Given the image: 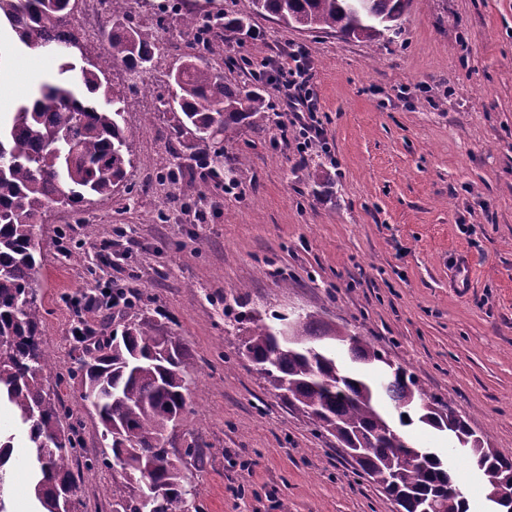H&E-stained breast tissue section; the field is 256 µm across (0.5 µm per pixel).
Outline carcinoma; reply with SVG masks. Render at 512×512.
<instances>
[{
	"label": "carcinoma",
	"mask_w": 512,
	"mask_h": 512,
	"mask_svg": "<svg viewBox=\"0 0 512 512\" xmlns=\"http://www.w3.org/2000/svg\"><path fill=\"white\" fill-rule=\"evenodd\" d=\"M79 0H0V25L9 27L28 49H41L57 62L61 79L45 82L39 95L22 102L9 117L0 115V400L24 423L29 462L36 464L33 493L39 512H78L83 475L102 468L120 474L112 482V512H201L198 492L186 476L183 458L200 459L191 446L171 457L165 434L176 427L191 401V362L184 346L160 325L135 319L112 333L94 352L77 361L68 376L80 381L82 400L98 398L101 438L108 452L83 461L73 471L80 443L64 425L70 410L44 384L58 367L41 339L42 303L32 278L37 260L36 227L54 210H78L89 198L107 200L123 186L132 163L130 135L120 125L134 98L104 86L116 64L139 78L150 69L162 42L163 22L140 25L131 19L132 0H111L112 29L105 52L93 67L70 61L79 46L69 18ZM409 0H252L255 11L287 26L375 42L400 34L398 21ZM209 15L180 14L182 28L202 33ZM251 36L243 21L224 16V35L206 39L202 53L167 74L168 97L160 100L174 115L177 143L212 147L224 158V173L248 159L229 152L246 128L262 126L269 105L261 91L224 80L205 55L221 49L223 38ZM242 348L256 372L319 433L336 438L342 450L359 451L373 483L389 490L402 512H468L451 483L448 462L437 452L411 445L401 427L414 422L453 436L466 448L467 463L481 472L486 502L497 499L512 512V459L490 447L449 404L427 394L417 377L391 361L371 340L350 333L319 313L306 312L274 326L260 313L243 319ZM367 365L389 367L382 390L355 369H339L336 349ZM394 402L398 417L380 403ZM12 438L0 440V512H8L7 463Z\"/></svg>",
	"instance_id": "cac0c4a2"
}]
</instances>
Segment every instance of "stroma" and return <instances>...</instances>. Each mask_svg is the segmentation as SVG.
Listing matches in <instances>:
<instances>
[{"mask_svg": "<svg viewBox=\"0 0 512 512\" xmlns=\"http://www.w3.org/2000/svg\"><path fill=\"white\" fill-rule=\"evenodd\" d=\"M281 61L305 49L330 153L299 156L277 118L243 132L250 162L224 193L211 169L169 138L159 100L177 56L198 47L170 0H136L132 19L164 16L168 48L137 82L129 189L42 225L41 336L63 378L47 385L81 423V452L102 454L101 425L67 369L96 336L132 316L187 349L204 391L167 432L172 454L202 451L185 472L211 512H395L392 501L315 431L241 353L249 312H321L369 336L512 457V0H410L392 41L308 32L218 0ZM326 177L309 181V170ZM132 305L85 310L96 289ZM9 502L33 508L26 436L10 407Z\"/></svg>", "mask_w": 512, "mask_h": 512, "instance_id": "35a3bbf8", "label": "stroma"}]
</instances>
